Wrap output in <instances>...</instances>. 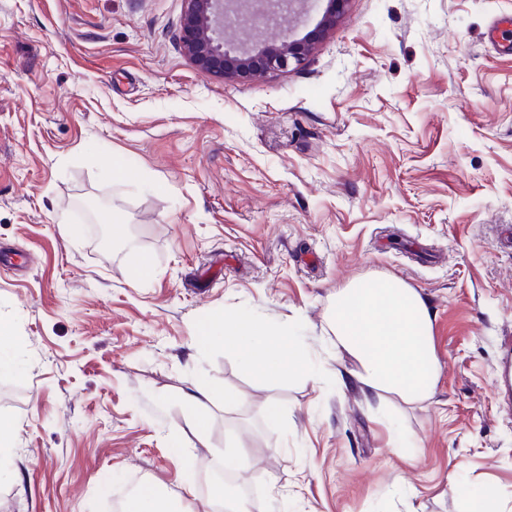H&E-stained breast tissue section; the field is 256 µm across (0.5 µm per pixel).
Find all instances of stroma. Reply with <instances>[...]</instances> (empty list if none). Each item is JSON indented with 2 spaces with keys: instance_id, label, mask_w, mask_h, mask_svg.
Instances as JSON below:
<instances>
[{
  "instance_id": "stroma-1",
  "label": "stroma",
  "mask_w": 512,
  "mask_h": 512,
  "mask_svg": "<svg viewBox=\"0 0 512 512\" xmlns=\"http://www.w3.org/2000/svg\"><path fill=\"white\" fill-rule=\"evenodd\" d=\"M183 9L0 0V512H105L131 484L198 510L235 444L248 512H512V33L486 38L512 0H349L304 67L237 82L184 55ZM375 273L431 310L411 409L359 389L329 325ZM234 309L311 377L195 343ZM209 382L243 399L201 437L181 394Z\"/></svg>"
}]
</instances>
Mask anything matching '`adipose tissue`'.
Segmentation results:
<instances>
[{"instance_id": "obj_1", "label": "adipose tissue", "mask_w": 512, "mask_h": 512, "mask_svg": "<svg viewBox=\"0 0 512 512\" xmlns=\"http://www.w3.org/2000/svg\"><path fill=\"white\" fill-rule=\"evenodd\" d=\"M341 348L357 363L355 380L364 393L413 405L430 398L437 380L432 315L423 297L401 279L380 275L351 282L336 293L330 315ZM211 340L247 351L248 370L265 382L304 374L303 352L288 329L274 330L246 310L225 312L215 320ZM237 405L241 393L205 384L181 395L187 422L205 434L208 402Z\"/></svg>"}]
</instances>
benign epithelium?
I'll list each match as a JSON object with an SVG mask.
<instances>
[{
    "label": "benign epithelium",
    "mask_w": 512,
    "mask_h": 512,
    "mask_svg": "<svg viewBox=\"0 0 512 512\" xmlns=\"http://www.w3.org/2000/svg\"><path fill=\"white\" fill-rule=\"evenodd\" d=\"M309 3L311 0H184L182 50L199 70L228 81L300 68L344 13L348 0H328L320 21L300 38L291 33L264 44L247 38L227 48L224 23L227 14L237 11L244 19L253 15L273 19L285 9L292 11L297 4Z\"/></svg>",
    "instance_id": "obj_1"
}]
</instances>
